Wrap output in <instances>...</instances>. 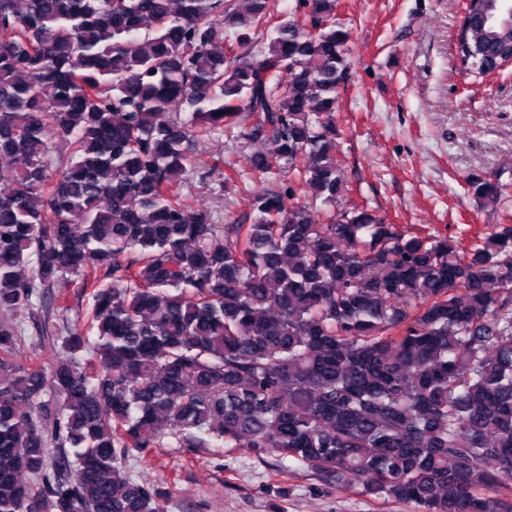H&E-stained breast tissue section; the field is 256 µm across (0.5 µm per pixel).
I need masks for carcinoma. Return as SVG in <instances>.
<instances>
[{
  "mask_svg": "<svg viewBox=\"0 0 512 512\" xmlns=\"http://www.w3.org/2000/svg\"><path fill=\"white\" fill-rule=\"evenodd\" d=\"M272 6L0 0V313L41 289L66 310L72 281L88 298L49 363L22 361L0 323V512H165L130 453L214 439L417 512H512V490L491 492L512 475V227L467 248L314 208L345 190L350 33L336 0ZM466 9L454 58L491 76L512 61V16ZM244 112L288 182L251 196L248 223L213 224L181 177ZM467 184L501 201L497 177Z\"/></svg>",
  "mask_w": 512,
  "mask_h": 512,
  "instance_id": "obj_1",
  "label": "carcinoma"
}]
</instances>
